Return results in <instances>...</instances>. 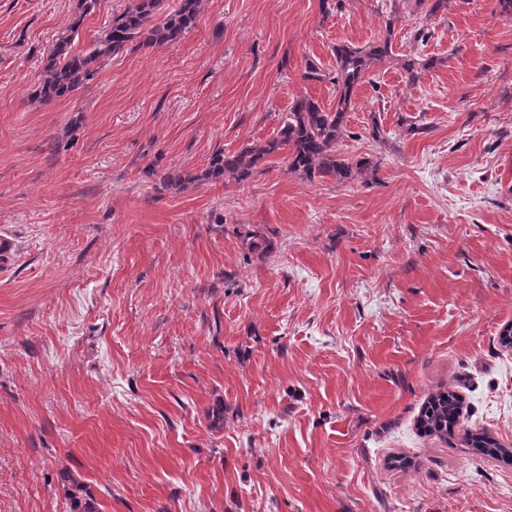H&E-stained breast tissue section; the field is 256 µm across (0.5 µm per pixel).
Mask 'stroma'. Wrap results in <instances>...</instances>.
Returning <instances> with one entry per match:
<instances>
[{"label":"stroma","mask_w":512,"mask_h":512,"mask_svg":"<svg viewBox=\"0 0 512 512\" xmlns=\"http://www.w3.org/2000/svg\"><path fill=\"white\" fill-rule=\"evenodd\" d=\"M130 2L0 0V512H68L65 468L101 512H512L511 463L415 426L445 386L512 446V16L201 0L179 42L37 102L57 38L85 51ZM386 37L340 145L376 172L164 186L332 108L307 63ZM409 54L437 64L408 82Z\"/></svg>","instance_id":"stroma-1"}]
</instances>
